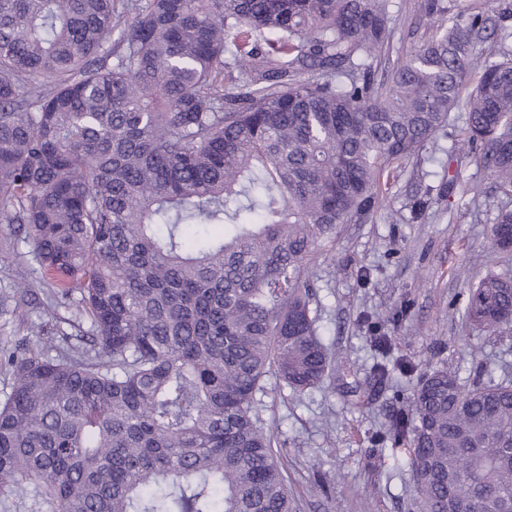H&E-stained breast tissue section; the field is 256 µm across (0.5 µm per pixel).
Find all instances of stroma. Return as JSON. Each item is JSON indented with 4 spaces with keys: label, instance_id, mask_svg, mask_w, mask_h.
<instances>
[{
    "label": "stroma",
    "instance_id": "1",
    "mask_svg": "<svg viewBox=\"0 0 512 512\" xmlns=\"http://www.w3.org/2000/svg\"><path fill=\"white\" fill-rule=\"evenodd\" d=\"M393 38L381 67L404 59L434 28L420 0H394ZM464 109L451 112L445 129L398 169L367 221L341 225L310 265V307L336 371L321 387L295 395L277 376L265 379L259 413L275 446L297 512H416L409 450L376 442L392 410L405 408L431 367L457 372L470 384L483 369L494 381H512V329L481 330L463 316L471 285L486 272L512 271V253L496 249L491 228L501 209H512L488 169L458 150ZM455 178L441 197V178ZM423 210L412 216L410 206ZM30 295L13 315H0V347L45 336L78 335L75 305L60 303L12 225L0 223V300L18 286ZM379 321L389 341L377 350L363 323ZM404 358L411 373L393 374L362 405L352 392L367 384L377 364Z\"/></svg>",
    "mask_w": 512,
    "mask_h": 512
}]
</instances>
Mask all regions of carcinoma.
Wrapping results in <instances>:
<instances>
[{
	"mask_svg": "<svg viewBox=\"0 0 512 512\" xmlns=\"http://www.w3.org/2000/svg\"><path fill=\"white\" fill-rule=\"evenodd\" d=\"M392 7L0 0V223L87 324L78 346L0 349V512H295L256 396L334 366L305 279L319 243L461 105L458 145L512 196V32L480 51L488 18L448 28L423 0L436 34L379 81ZM491 236L512 250L511 209ZM464 315L511 325L512 275ZM384 439L411 448L421 512H512V381L431 369Z\"/></svg>",
	"mask_w": 512,
	"mask_h": 512,
	"instance_id": "cac0c4a2",
	"label": "carcinoma"
}]
</instances>
